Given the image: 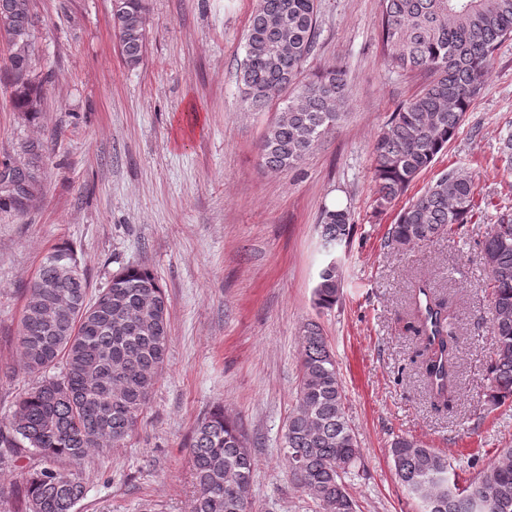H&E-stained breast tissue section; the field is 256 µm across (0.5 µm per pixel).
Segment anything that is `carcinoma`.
Wrapping results in <instances>:
<instances>
[{"mask_svg":"<svg viewBox=\"0 0 512 512\" xmlns=\"http://www.w3.org/2000/svg\"><path fill=\"white\" fill-rule=\"evenodd\" d=\"M9 25L18 31L4 79L17 112H38L43 81L35 73L33 33L38 20L30 0H7ZM109 23L129 66L147 53V0H112ZM317 0H257L244 42L239 83L244 101L259 112L285 99L264 133L261 160L271 171L302 162L342 117L344 73L329 66L312 78L303 65L317 45ZM389 66L424 77L421 90L400 105L372 145L376 208L403 195L458 133L498 46L512 39V0H383L380 21ZM17 189L0 206L20 207L34 196L42 141L24 146ZM477 186L466 172L441 174L396 215L392 245L407 247L454 234L476 214ZM321 248L328 260L313 288V305L329 310L340 300L344 270L334 258L351 231L348 209L323 208ZM491 288L495 338L487 365L488 401L512 402V209L502 208L479 243ZM74 255L58 246L42 261L27 290L17 336V373L32 379L0 426V447L34 450L47 461L81 463L105 454L137 426L167 362L168 304L145 265L129 266L89 297L83 270L60 278L52 263ZM70 307L57 309L59 297ZM405 328L416 339L410 363L422 375L433 406L459 399L456 319L448 298L428 279L414 281ZM297 408L288 419L284 449L288 469L311 496L316 512H355L345 477L361 460L346 412L335 355L321 325L303 323L299 334ZM196 494L193 512H252L255 460L241 426L217 407L196 423L189 444ZM404 491L420 512H512V448L462 487L448 457L410 437L391 443ZM87 487L76 472L45 467L21 486L20 512H77Z\"/></svg>","mask_w":512,"mask_h":512,"instance_id":"carcinoma-1","label":"carcinoma"}]
</instances>
